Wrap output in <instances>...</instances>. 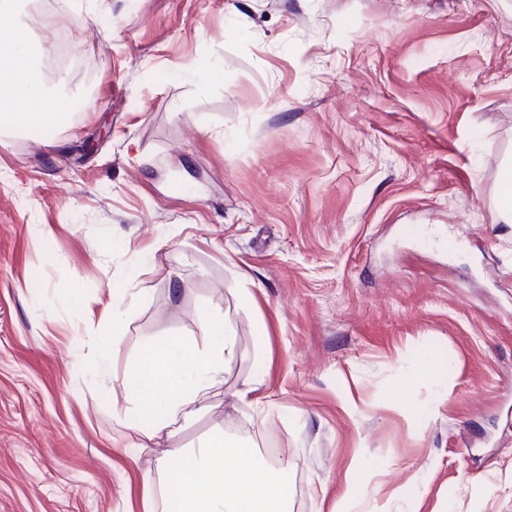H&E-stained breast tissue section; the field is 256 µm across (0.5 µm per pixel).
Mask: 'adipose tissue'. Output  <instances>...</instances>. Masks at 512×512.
Masks as SVG:
<instances>
[{"mask_svg":"<svg viewBox=\"0 0 512 512\" xmlns=\"http://www.w3.org/2000/svg\"><path fill=\"white\" fill-rule=\"evenodd\" d=\"M2 40L15 48L14 54L0 59V100L11 105L9 126L27 129L69 108L68 99L44 93L41 73L29 53L28 31L1 26ZM203 321L208 345L198 348L177 339L149 344L139 366L126 375L127 391L144 398L152 419L139 432L141 447L173 437L191 421L199 412L198 399L223 384L224 372L236 358L234 331L223 310L208 308ZM172 473L175 482L161 489L146 485V512H289L284 470L259 465L231 437L180 456Z\"/></svg>","mask_w":512,"mask_h":512,"instance_id":"ef3b65f1","label":"adipose tissue"}]
</instances>
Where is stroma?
<instances>
[{"label": "stroma", "instance_id": "obj_1", "mask_svg": "<svg viewBox=\"0 0 512 512\" xmlns=\"http://www.w3.org/2000/svg\"><path fill=\"white\" fill-rule=\"evenodd\" d=\"M12 18L68 37L79 67L43 80L85 105L48 142L0 127V512H144L169 446L225 434L285 467L292 512H334L362 454L365 512H512V0ZM209 307L237 357L173 442L139 447L126 373L150 342L205 347ZM262 350L257 414L234 393ZM498 209L504 224H512V164L506 165L500 175Z\"/></svg>", "mask_w": 512, "mask_h": 512}]
</instances>
